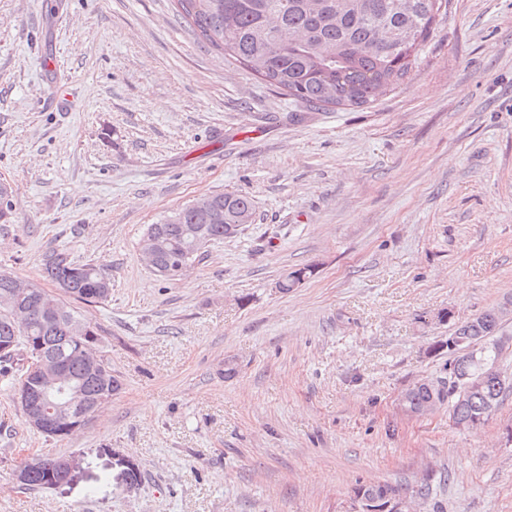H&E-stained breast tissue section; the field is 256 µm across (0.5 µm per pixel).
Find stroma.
<instances>
[{
    "instance_id": "stroma-1",
    "label": "stroma",
    "mask_w": 512,
    "mask_h": 512,
    "mask_svg": "<svg viewBox=\"0 0 512 512\" xmlns=\"http://www.w3.org/2000/svg\"><path fill=\"white\" fill-rule=\"evenodd\" d=\"M419 57L370 105L303 111L173 0H0V271L41 283L62 248L102 267L110 297L74 308L122 384L51 438L0 380V512H345L357 484L425 474L444 512H512V394L473 429L398 405L512 297V0H448ZM222 192L254 223L156 276L146 226ZM29 454L74 457L71 479L20 487ZM113 460H115V461L112 463V467L114 468V466H118L120 468V471L115 476V479L120 484H122V486H124V489L128 493H132V492H135L136 490H138L139 486H137V485H141L142 476H141L140 471L137 470L138 466L134 462V460L130 457L119 455V454H114ZM133 470H137V471L133 472L132 474L129 475L130 479H131L130 484H133V485H130L129 481L127 479V476Z\"/></svg>"
}]
</instances>
